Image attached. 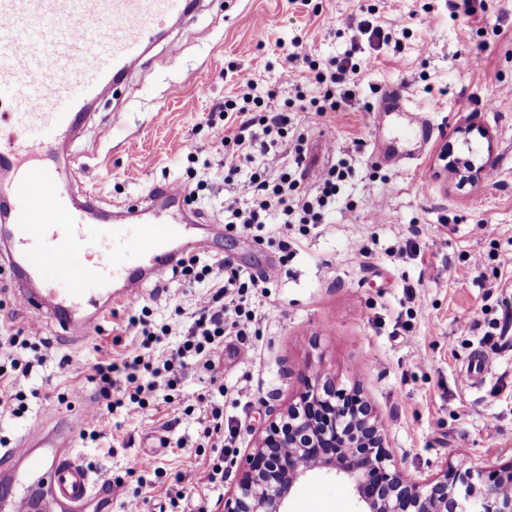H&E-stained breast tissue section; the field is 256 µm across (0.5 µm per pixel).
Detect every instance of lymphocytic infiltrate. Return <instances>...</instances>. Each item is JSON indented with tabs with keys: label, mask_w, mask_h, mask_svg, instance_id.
I'll return each instance as SVG.
<instances>
[{
	"label": "lymphocytic infiltrate",
	"mask_w": 512,
	"mask_h": 512,
	"mask_svg": "<svg viewBox=\"0 0 512 512\" xmlns=\"http://www.w3.org/2000/svg\"><path fill=\"white\" fill-rule=\"evenodd\" d=\"M364 59L348 51L338 66L329 71L309 68L307 79L325 84L324 100L315 104L318 114L337 111V96L352 98L351 83L364 67ZM240 91L235 98L225 100L220 110L224 114V152L217 167L237 170L240 160H256L257 165L234 187V198L224 208V224L231 231H264L271 214H278L282 224H317L323 211L335 203L353 168L341 158L320 174L312 192L301 191L304 172L300 161H288L283 144L292 132L286 111L266 108L255 95V85L248 74L238 76ZM182 276L198 288L211 289V301L204 305L184 332L176 352L153 368L150 379L139 375L143 355L126 357L122 366L103 360L94 366V378L99 394L89 428L106 426L112 412L124 402L136 404L141 413H148L158 391L175 390L185 379L202 372H215V357L224 351L228 336L244 338L250 335L257 320L258 307L253 294L270 280L269 274L243 278L241 270L231 260L213 264H181ZM28 331L8 336L5 342L10 353L9 366L0 365V408L13 416L27 410L20 381L28 379L34 366L43 364L45 355L29 359L18 352L28 346Z\"/></svg>",
	"instance_id": "1"
}]
</instances>
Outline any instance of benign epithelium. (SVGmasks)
<instances>
[{"mask_svg":"<svg viewBox=\"0 0 512 512\" xmlns=\"http://www.w3.org/2000/svg\"><path fill=\"white\" fill-rule=\"evenodd\" d=\"M451 169L478 180L489 166L454 158ZM303 380L295 400L271 409L253 448L228 460L234 480L222 512H288L292 490L317 468L335 471L360 512H512V461L489 471L445 464L426 477L408 475L386 449L368 400L317 373Z\"/></svg>","mask_w":512,"mask_h":512,"instance_id":"1","label":"benign epithelium"}]
</instances>
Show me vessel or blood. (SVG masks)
I'll list each match as a JSON object with an SVG mask.
<instances>
[{"instance_id": "b4317fda", "label": "vessel or blood", "mask_w": 512, "mask_h": 512, "mask_svg": "<svg viewBox=\"0 0 512 512\" xmlns=\"http://www.w3.org/2000/svg\"><path fill=\"white\" fill-rule=\"evenodd\" d=\"M188 0H0V262L16 274V297L49 314L67 336H86L114 305L160 283L179 251L165 241L171 221L154 215L128 236L105 227L96 271L70 264L43 274L54 253L84 246L97 216L93 194L65 202L53 150L86 118V107L143 57L156 23L185 14ZM75 428L65 417L31 431L0 453V512H112V488L92 480L74 457Z\"/></svg>"}]
</instances>
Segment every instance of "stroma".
<instances>
[{
    "label": "stroma",
    "instance_id": "obj_1",
    "mask_svg": "<svg viewBox=\"0 0 512 512\" xmlns=\"http://www.w3.org/2000/svg\"><path fill=\"white\" fill-rule=\"evenodd\" d=\"M472 10L463 17L450 0H197L183 22L161 27L125 81L95 99L68 147V195L78 201L93 188L106 211L126 210L153 187L182 182L198 188L190 209L200 222L223 220L225 172L214 160L223 150L224 119L214 108L237 95L241 71L258 93L274 92L276 107L292 105L304 189H313L337 158L355 169L348 196L320 224L302 231L274 221L258 238L210 237L188 248V256L226 257L247 273L270 264L280 272L267 285L253 335L242 342L227 337L216 361L233 442L224 449L194 445L201 427L184 410L208 405L204 376L184 382L171 399L157 397L150 414L124 403L97 440L83 438L77 424L74 447L84 467L94 477L112 476V512H123L129 499L139 512H221L232 478L220 465L252 448L269 406L295 397L308 366L340 387L360 389L378 412L394 461L409 474L430 475L446 463L512 461V347L499 335L512 316V0H472ZM426 14L434 23H422ZM365 21L382 29L383 39L361 35ZM298 39L323 69L355 43L368 60L355 77L354 98L338 114L295 107L297 91L309 98L324 92L305 85L303 59L288 57ZM476 54L483 59L477 68L469 62ZM392 86L409 111L377 121L378 102ZM412 112L432 124L428 143L402 136ZM466 123L493 135L472 141L493 173L476 184L460 183L441 159L445 148L460 147L457 129ZM394 154L405 162H391ZM291 239L297 245L289 250ZM476 255L482 268L472 265ZM442 267L447 276H439ZM206 299L176 277L115 306L95 334L63 336L50 317L18 305L13 274L0 266V332L36 326L54 356L23 384L27 413L0 415V438L15 446L59 416L76 420L80 395L96 392V362L119 364L134 351L164 358ZM145 308L156 323L170 325L163 343L129 328V318ZM242 343L253 350L250 360L236 353ZM478 350L491 365L470 385L463 374ZM61 357L68 361L62 372L55 365ZM181 438L188 447H177ZM142 456L153 469L131 472ZM212 469L214 484L202 483ZM358 509L326 469L309 472L287 507Z\"/></svg>",
    "mask_w": 512,
    "mask_h": 512
}]
</instances>
